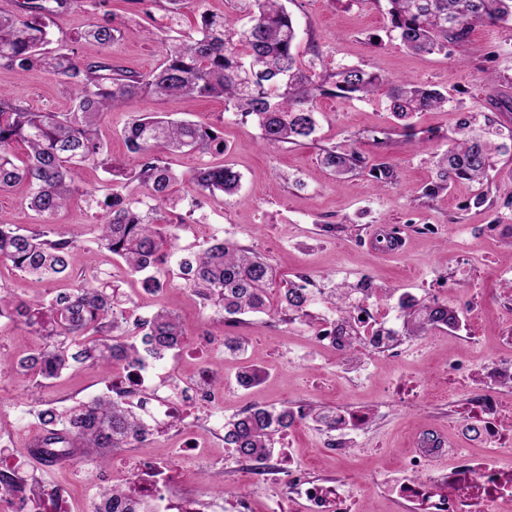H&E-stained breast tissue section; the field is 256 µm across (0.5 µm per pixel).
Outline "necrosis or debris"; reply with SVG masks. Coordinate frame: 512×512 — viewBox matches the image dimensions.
Wrapping results in <instances>:
<instances>
[{
  "instance_id": "necrosis-or-debris-1",
  "label": "necrosis or debris",
  "mask_w": 512,
  "mask_h": 512,
  "mask_svg": "<svg viewBox=\"0 0 512 512\" xmlns=\"http://www.w3.org/2000/svg\"><path fill=\"white\" fill-rule=\"evenodd\" d=\"M355 313V328L369 331L361 339L365 351L390 355L400 338L386 316L363 299L356 303ZM448 368L469 396L466 424L477 429L486 457H475L463 448L443 469L436 465L441 453L436 441L425 438L399 473L385 481L400 503L414 512H512V405L502 397L503 391L512 389V352L488 367L472 364L461 352L449 358ZM213 374L210 364H201L183 394L160 398V414L182 415L186 404L208 395ZM236 468L250 483L275 487L267 512H357L342 481L316 477L285 456L264 468L240 460ZM136 470L126 499L134 512H223L226 507L199 491L197 480L179 477L164 462H140Z\"/></svg>"
}]
</instances>
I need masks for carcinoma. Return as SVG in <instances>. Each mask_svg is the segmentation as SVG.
<instances>
[{"label":"carcinoma","mask_w":512,"mask_h":512,"mask_svg":"<svg viewBox=\"0 0 512 512\" xmlns=\"http://www.w3.org/2000/svg\"><path fill=\"white\" fill-rule=\"evenodd\" d=\"M17 10L0 11V68L19 75L41 68L72 88L66 112H36L10 93L0 91V192L21 188L27 207L42 218L36 230L0 225V262L40 281L69 276L70 258L81 233L53 222L78 190L82 166L94 164L142 188L131 198L114 189L91 197L101 212L94 225L95 241L119 257L132 273L143 274L142 287L156 292L167 284L161 266L174 260L178 278L222 316L237 322L248 314L272 307L273 268L263 257L229 240H214L199 251H171V237L157 226L162 210L178 200L172 187L182 180L198 193L217 191L233 195L241 175L229 164H205L178 173L163 160L168 154L194 151L224 153V140L211 128L189 120L153 113L135 115L122 130L138 167L124 173L113 164L108 148L98 138L97 123L106 112L143 96L201 97L224 100V110L241 120L255 121L266 145H306L315 141L316 103L324 97L367 98L383 95L403 130L417 112L448 104V97L428 85L410 80L389 82L358 65L318 68L316 60H300L297 31L283 0H233V15L200 14L196 29L162 42V60L149 72L127 71L102 57L81 59L65 39L53 40L50 18L60 12L93 6V0H16ZM389 34L407 49L440 54L450 44L468 40L476 24L512 21V0H387ZM165 27L179 25L183 0H167ZM247 20L239 28L236 22ZM130 30L127 22L107 16L93 19L84 39L106 50ZM461 137L438 161L437 181L429 197L458 182H480L494 168L495 156L509 150L494 138L512 141V130L487 117L477 127L470 116L460 122ZM27 147L23 165L14 161V144ZM320 162L338 176L368 171L377 182L394 181L387 162L370 163L357 150L338 152L323 147ZM306 285L290 281L280 289L277 310L290 320L315 303ZM406 335L420 336L450 328L456 310L434 300L402 303ZM20 322L43 337L39 348L17 361H8L24 379H52L79 364L92 362L112 371L113 362L135 366L149 357L159 362L184 342L183 327L173 313L159 310L149 317L130 319L118 297L117 286L99 281L59 292L48 301L22 300L0 291V319ZM143 405L127 398V391L109 393L59 410L49 403L37 411L45 433L40 453L104 457L107 448H126L158 431L155 421L142 414ZM294 420V409L270 410L253 406L224 423V447L235 455L264 461ZM121 488L99 491L97 512H115Z\"/></svg>","instance_id":"1"}]
</instances>
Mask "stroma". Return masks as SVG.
Wrapping results in <instances>:
<instances>
[{
    "label": "stroma",
    "mask_w": 512,
    "mask_h": 512,
    "mask_svg": "<svg viewBox=\"0 0 512 512\" xmlns=\"http://www.w3.org/2000/svg\"><path fill=\"white\" fill-rule=\"evenodd\" d=\"M285 5L297 24L302 59L316 55L329 68L358 64L389 81L431 85L447 94V107L415 114L410 119L413 133L407 136L385 100L323 98L316 104L315 142L274 147L262 144L254 122L225 111L223 100L146 97L101 117L100 137L113 160L123 168L134 167L136 158L127 150L122 130L137 113H169L212 126L223 134L224 153L184 154L173 157L172 165L187 172L201 164H229L241 173V187L231 196L202 198L189 182L176 184L180 202L164 216L174 227L177 248L196 251L213 239H227L266 258L278 282L303 275L324 297L342 284L372 288L375 302L395 314L402 311L401 301L429 300L448 281L455 298L474 294L482 300L477 326L482 346L475 352L476 362L508 351L512 344L499 312L502 299L512 293V159H501L483 184L457 183L434 197L424 191L436 177L437 159L459 136L462 114L489 115L512 128V21L475 26L468 42L449 45L444 54L422 55L390 37L386 0H285ZM164 6V0H102L98 13L130 17L151 28L164 23ZM89 21V12L79 9L50 21L54 37L77 39L79 55L87 61L101 53L99 46L79 39ZM108 53L113 65L135 72L149 71L162 60L159 41L136 32L114 42ZM0 88L36 111L64 112L70 103L66 85L40 69L20 77L1 68ZM381 133L387 145L379 150L372 138ZM332 146L380 154L396 170L394 183L378 188L365 174L337 178L319 161L321 148ZM108 180L101 167L86 165L82 193L57 216V223H97L99 212L86 198L102 195ZM480 194L486 197L481 205L475 202ZM392 232L400 239L395 250L385 243ZM96 272L121 281L128 313L144 316L164 308L180 318L185 342L163 365L167 379H190L204 361L222 376L224 389L216 401L188 406L184 414L206 429L211 471L223 477L224 499L257 494L233 477L224 446L225 421L253 406L377 409L357 448L345 456L330 451L327 434L311 422L286 433L278 444L317 475L345 480L350 498L366 512H392L389 491L378 476L400 467L413 451L415 435L448 436L449 422L465 418L463 395L453 393L442 402L417 395L401 403L390 392L400 383L418 392L440 379L449 355L463 348L445 333L408 337L411 352L397 358L365 354L359 377L340 375L335 355L313 340L321 319L336 315L330 303L319 304L303 321L285 323L272 312L248 315L230 326L177 275H168L162 292H143L119 258L86 237L73 253L72 275L65 282L46 283L0 263V286L16 297L38 300L75 287ZM216 336L243 337L245 352L233 355L215 348ZM245 366L261 377L244 388L237 377ZM107 383L105 372L88 363L50 380H22L9 366L0 367V456L12 462L33 491L29 512H87L91 496L113 486L112 466L79 459L50 467L22 454L44 433L35 415L39 402L68 406L87 401L106 393Z\"/></svg>",
    "instance_id": "1"
}]
</instances>
